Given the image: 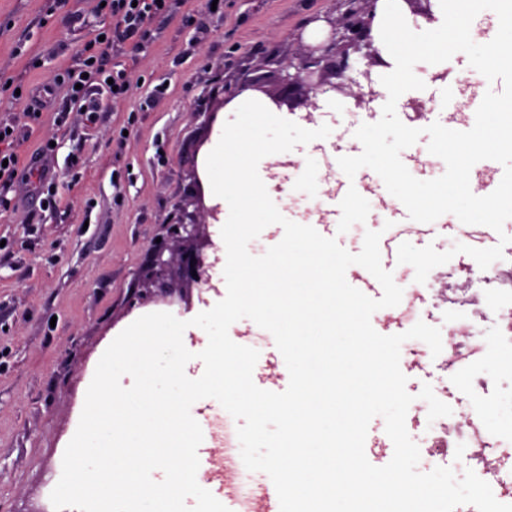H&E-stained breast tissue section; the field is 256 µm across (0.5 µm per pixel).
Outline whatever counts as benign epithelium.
Masks as SVG:
<instances>
[{"label": "benign epithelium", "mask_w": 512, "mask_h": 512, "mask_svg": "<svg viewBox=\"0 0 512 512\" xmlns=\"http://www.w3.org/2000/svg\"><path fill=\"white\" fill-rule=\"evenodd\" d=\"M338 2L343 11L327 19L333 31L329 43L317 47L301 44L295 55L278 61L285 72L288 91L300 90L302 95L298 99H285L274 94L270 99L276 107L285 104L291 111L299 106L310 107L312 111L306 114L310 118L317 110L316 99L336 89L330 77H345L350 68L349 52L364 53L370 65L381 60L372 42L380 0ZM203 225L204 213L192 214L179 209L177 221L170 227L171 242L151 249L150 263L142 273L145 294L166 299L177 293V285L188 287L201 282L205 272V249L211 246L210 240L200 235Z\"/></svg>", "instance_id": "benign-epithelium-1"}]
</instances>
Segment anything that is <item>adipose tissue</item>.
<instances>
[{
	"label": "adipose tissue",
	"instance_id": "adipose-tissue-1",
	"mask_svg": "<svg viewBox=\"0 0 512 512\" xmlns=\"http://www.w3.org/2000/svg\"><path fill=\"white\" fill-rule=\"evenodd\" d=\"M438 2L431 22L402 20L395 11H388L378 30L386 47L387 66L381 75V94L370 102V111H397L407 91L433 97L438 112L456 111L470 94L484 102L487 111L499 110L495 75L512 69V0ZM471 10L491 17L493 26L487 34L468 26L465 14ZM452 56L471 70L467 95L435 79Z\"/></svg>",
	"mask_w": 512,
	"mask_h": 512
}]
</instances>
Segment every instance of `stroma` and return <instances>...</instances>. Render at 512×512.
Masks as SVG:
<instances>
[{
    "label": "stroma",
    "mask_w": 512,
    "mask_h": 512,
    "mask_svg": "<svg viewBox=\"0 0 512 512\" xmlns=\"http://www.w3.org/2000/svg\"><path fill=\"white\" fill-rule=\"evenodd\" d=\"M92 0H0V122L15 120L27 104L46 100L39 121L19 125L22 163L42 141L54 140L49 164L58 175L56 204L46 207L28 186L14 182L1 192L11 201L0 209V512H54L51 481L65 451L85 378L112 334L133 317L154 309L144 299L139 274L156 242H169L177 208L202 195L218 204L207 182L196 181L227 114L220 86L237 87L260 78L266 92L281 89L279 60L300 44L326 41L335 0H182L175 13L157 18L146 51L131 56L128 43L115 42L113 63L131 83L126 99L107 101L97 124L72 113L58 74L74 63L81 44L109 27L92 14ZM314 124H332L336 139L311 152L334 202L349 185L338 156L361 147L344 112H315ZM372 188L371 230L386 222L402 228L407 210L391 204L375 171L360 169ZM512 236L465 225L456 216L416 224L415 247L448 249L463 240L485 249ZM470 257L456 254L433 269L435 293L414 300L419 319L439 328L456 353L432 355L419 346L400 357L406 390L414 400L406 428L419 438L420 456L438 465H466L478 477L492 468L512 470V385L494 375L506 357L500 338L506 325L486 320L489 295L512 294V280L484 284L469 280ZM225 291L202 283L183 292L172 312L186 321L223 300ZM431 385L452 408L428 421L419 393ZM491 405L498 417V441L488 444L484 425L462 419L475 407Z\"/></svg>",
    "instance_id": "stroma-1"
}]
</instances>
